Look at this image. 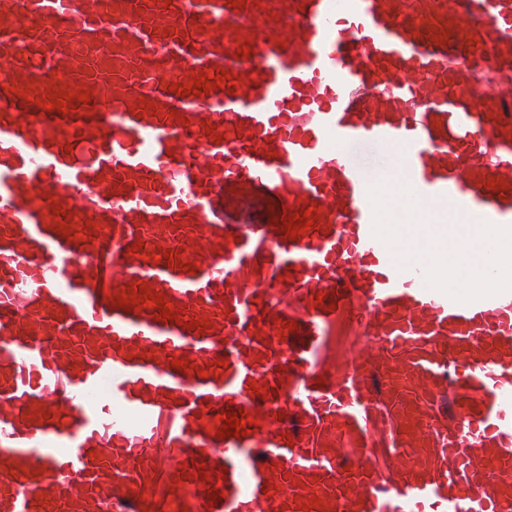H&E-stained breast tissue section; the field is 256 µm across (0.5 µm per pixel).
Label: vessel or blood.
<instances>
[{
  "instance_id": "obj_1",
  "label": "vessel or blood",
  "mask_w": 512,
  "mask_h": 512,
  "mask_svg": "<svg viewBox=\"0 0 512 512\" xmlns=\"http://www.w3.org/2000/svg\"><path fill=\"white\" fill-rule=\"evenodd\" d=\"M384 176L512 225V0H0V512H512V292L397 269Z\"/></svg>"
}]
</instances>
